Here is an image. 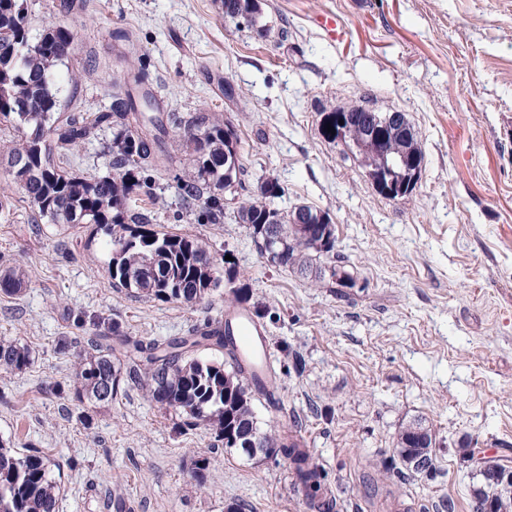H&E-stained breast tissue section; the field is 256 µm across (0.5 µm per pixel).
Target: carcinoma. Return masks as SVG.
Masks as SVG:
<instances>
[{
    "label": "carcinoma",
    "instance_id": "obj_1",
    "mask_svg": "<svg viewBox=\"0 0 512 512\" xmlns=\"http://www.w3.org/2000/svg\"><path fill=\"white\" fill-rule=\"evenodd\" d=\"M224 17L243 20L261 36L271 28L261 18L258 0H220ZM60 12L78 17L86 0H61ZM74 31L55 24L37 37L31 35L24 0H0V116L16 135L7 147L9 174L22 189L39 219L73 228L93 224L108 237L112 251V279L142 296L161 302L196 304L226 283L232 286V306L247 308L257 319L262 306L249 304L250 292L239 282L234 264L221 269L208 245L199 237L151 227L152 217L127 208L136 191L157 199L151 173L182 165L188 178L176 176L182 208L207 224L224 223V181L229 172H244L240 151L232 152L225 134L232 123L216 115L195 113L187 118L164 115L153 95L142 89L146 74L133 68L136 47L120 58L129 69L123 81L114 83L110 107L82 115L57 116L56 72L72 51ZM366 107L348 112L359 117L347 138L363 157L367 168H378L391 159L420 151L417 133H395L384 142L369 138L361 117ZM183 127L186 156L178 159L167 149L169 127ZM110 133L108 171L85 177L69 169V153ZM277 179L261 178L257 191L234 195V218L244 225L255 247L268 262L288 267L329 288L342 284L328 277V270L344 263L336 253L332 224H319L318 209L302 204L289 211L272 205L270 185ZM25 274L15 267L0 270V293L11 297L23 288ZM117 323H93L90 339L95 355L80 358L73 370V394L82 403L109 402L121 383L143 386L159 408L182 419L187 428L204 426L225 439L251 437L283 450L297 479L316 499L321 475L305 442L296 430L276 438L259 432L253 410L257 395H268L267 386L256 382L248 364L230 343V333L208 322L194 326L186 337L168 340L121 339ZM226 350V363L205 362L192 356L200 348ZM32 362L27 345L0 338V369L21 372ZM421 425L404 428L398 437V454L406 469L433 470V458L418 461L420 451L410 447L413 432ZM59 487L46 457L40 451L18 456L0 442V512H56ZM476 512L486 504L496 512H512V484L492 479L476 490Z\"/></svg>",
    "mask_w": 512,
    "mask_h": 512
}]
</instances>
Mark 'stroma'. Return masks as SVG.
Returning a JSON list of instances; mask_svg holds the SVG:
<instances>
[{"mask_svg":"<svg viewBox=\"0 0 512 512\" xmlns=\"http://www.w3.org/2000/svg\"><path fill=\"white\" fill-rule=\"evenodd\" d=\"M270 34L225 19L219 0H91L57 68L61 115L112 102L126 31L171 112L216 113L240 136L244 184L277 178L280 209L329 213L336 251L355 287L337 295L269 264L234 217L200 224L182 210L172 172H159L152 208L170 231L232 257L262 303L282 408L255 403L261 431L299 422L332 496V512H473L480 484L464 447L512 458V0H264ZM334 17L328 32L321 17ZM287 28L280 40L278 28ZM232 85L239 102L224 96ZM366 104L404 112L419 134L421 180L403 200L380 195L342 142L320 134L321 112ZM0 266L20 265L25 292L0 295V338L29 346L33 363L0 373V440L37 450L60 483L58 512H316L288 459L255 461L214 432L175 425L137 385L95 406L91 425L71 391L91 321L119 322L152 340L220 320L231 292L204 303H162L116 286L91 225L34 221L0 155ZM67 341L68 350L58 348ZM436 437L434 472L405 469L401 426ZM207 455L204 480L193 462Z\"/></svg>","mask_w":512,"mask_h":512,"instance_id":"obj_1","label":"stroma"}]
</instances>
